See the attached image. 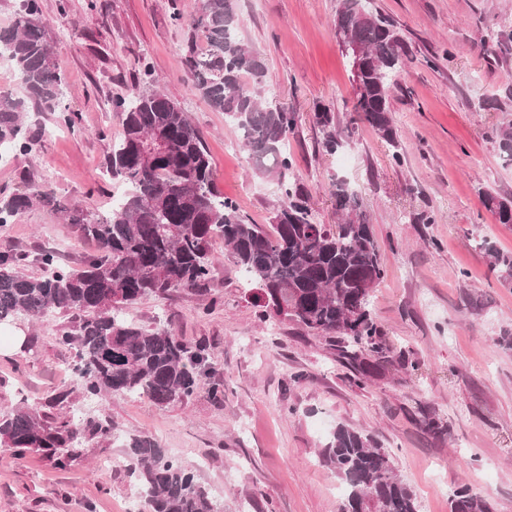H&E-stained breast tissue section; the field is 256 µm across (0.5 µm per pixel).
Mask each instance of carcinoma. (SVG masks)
<instances>
[{
    "label": "carcinoma",
    "mask_w": 512,
    "mask_h": 512,
    "mask_svg": "<svg viewBox=\"0 0 512 512\" xmlns=\"http://www.w3.org/2000/svg\"><path fill=\"white\" fill-rule=\"evenodd\" d=\"M237 0H198L191 20L206 49L189 45L187 77L212 108L224 113L259 172L278 187L275 233L251 223L237 204L216 188L212 158L187 112L162 94L145 71L125 98L114 103L122 130L107 158L112 181L126 189L107 214L68 208L39 189L0 198V228L35 204L52 207L96 246L78 269L44 250L37 260L46 273L21 271L26 255L0 250V324L19 316L69 315L57 343L75 352V385L87 401L109 396L147 395L168 407L196 397L202 380L215 372L202 345L191 347L168 328H146L128 320L123 309L148 296L197 291L211 279L218 262L211 252L224 239L230 257L259 286L255 297L264 317L281 314L303 329L342 338V355L368 376L376 365L366 352L383 351L372 322L371 292L384 277L371 225L357 211L355 192L344 179L330 185L339 224L314 222L308 199L291 181L293 158L288 135L298 124L286 104L268 100L264 56L238 36ZM364 50L353 111L396 152L391 91L408 56L397 22L371 0H341L333 23ZM0 45L24 86L26 97L0 93V148L28 153L35 133L27 121V102L55 112L64 81L53 47L44 34L38 0H24L15 23L0 30ZM483 49L497 60L512 56V37L488 35ZM325 149L343 147L349 129L336 126L331 112L315 113ZM503 158L512 162V124L493 130ZM484 205L501 224H512V200L484 195ZM112 422L71 411L49 416L25 405H0V446L13 455L41 453L64 469L84 441L109 443ZM130 470L140 482L151 512H224L196 474L149 437L127 443ZM325 463L346 483L340 512H418L411 489L394 473L388 454L363 432L339 426L323 451ZM452 512H490L487 502L462 487Z\"/></svg>",
    "instance_id": "cac0c4a2"
}]
</instances>
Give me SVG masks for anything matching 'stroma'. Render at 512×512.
I'll use <instances>...</instances> for the list:
<instances>
[{
	"instance_id": "35a3bbf8",
	"label": "stroma",
	"mask_w": 512,
	"mask_h": 512,
	"mask_svg": "<svg viewBox=\"0 0 512 512\" xmlns=\"http://www.w3.org/2000/svg\"><path fill=\"white\" fill-rule=\"evenodd\" d=\"M45 36L64 75L61 110L30 112L46 134L24 155L0 159V197L39 187L62 204L100 214L112 207L106 159L121 130L112 106L144 70L188 112L211 154L216 184L251 222L270 228L279 192L255 174L236 129L186 81L198 0H38ZM340 0H239V37L260 50L268 90L298 115L288 137L293 177L320 224L339 221L328 193L346 180L373 228L385 270L371 299L384 340L362 377L328 337L290 319L261 321L223 239L202 291L149 297L126 311L147 327L166 326L185 342L205 343L224 387L222 400L200 392L168 408L148 397L90 403L74 392L73 351L58 345L68 323L56 314L17 326L28 352L0 348V402L46 409L71 390L70 408L110 420L111 444L82 443L59 469L36 454L17 459L0 447V512H125L140 495L125 440L146 436L191 467L224 512H339L344 483L322 451L337 426L369 435L391 455L419 512H450L457 488L512 512V275L489 269L487 247L512 254V224L498 223L483 191L512 197L496 126L512 122L494 99L512 77V59L482 48L487 30L512 33V0H373L410 45L391 99L399 134L392 148L353 110L349 69L333 33ZM351 127L330 154L320 145L317 105ZM400 161H393V152ZM435 214L432 224L422 223ZM36 256L56 249L69 267L94 252L77 227L36 206L0 229V248ZM443 431L426 430L425 418Z\"/></svg>"
}]
</instances>
